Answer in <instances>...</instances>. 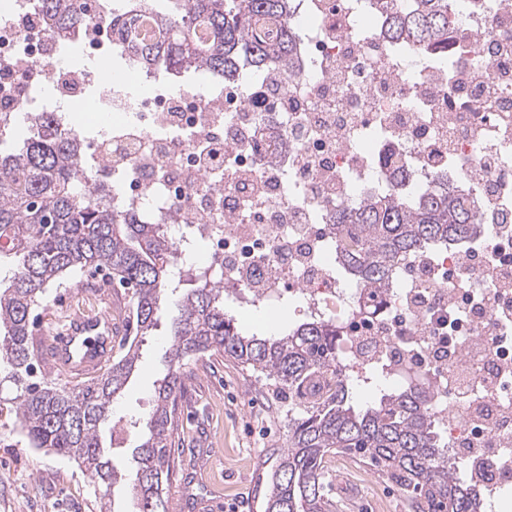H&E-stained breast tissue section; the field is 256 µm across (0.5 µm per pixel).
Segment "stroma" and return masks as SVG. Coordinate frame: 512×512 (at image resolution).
<instances>
[{
    "label": "stroma",
    "mask_w": 512,
    "mask_h": 512,
    "mask_svg": "<svg viewBox=\"0 0 512 512\" xmlns=\"http://www.w3.org/2000/svg\"><path fill=\"white\" fill-rule=\"evenodd\" d=\"M125 301L120 285L104 287L98 273L83 272L47 292L45 308L33 314L37 340L52 342L69 317L117 318ZM176 296H165L156 329L104 428L117 459L133 464L145 430L140 423L155 404V387L169 369ZM248 333L270 336L293 328L287 309L235 313ZM178 423L171 440L179 470L166 490L168 512H197L198 499L222 505L221 512H264L257 490L288 444L287 393L218 352L189 361L177 395ZM331 495L337 512H411L394 483L346 456L332 459ZM0 512H101L94 486L68 458L29 447L19 423L0 417Z\"/></svg>",
    "instance_id": "obj_1"
}]
</instances>
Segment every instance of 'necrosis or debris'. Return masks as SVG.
<instances>
[{
    "label": "necrosis or debris",
    "mask_w": 512,
    "mask_h": 512,
    "mask_svg": "<svg viewBox=\"0 0 512 512\" xmlns=\"http://www.w3.org/2000/svg\"><path fill=\"white\" fill-rule=\"evenodd\" d=\"M447 48L393 49L377 0H292L300 33L287 70L254 84L146 72V39L172 33L126 0H87L88 57L127 67L97 98L90 69L34 0H0V120L72 135L66 104L107 116L82 145L112 176V208L163 225L172 254L203 266L238 310L288 304L335 326L355 381L387 364L392 390L426 392L473 486H512V259L491 248L414 255L382 302L332 246L336 211L444 174L469 187L478 220L512 244V0H449ZM149 81L154 93L135 94Z\"/></svg>",
    "instance_id": "obj_1"
}]
</instances>
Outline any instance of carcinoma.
I'll list each match as a JSON object with an SVG mask.
<instances>
[{"label":"carcinoma","instance_id":"obj_1","mask_svg":"<svg viewBox=\"0 0 512 512\" xmlns=\"http://www.w3.org/2000/svg\"><path fill=\"white\" fill-rule=\"evenodd\" d=\"M290 0H175L158 12L180 36L142 48L141 63L181 75L203 69L232 77L237 69L262 75L293 59L298 35L286 24ZM380 0L386 38L422 53L448 41V0ZM53 31L77 43L87 22L84 0H38ZM276 25L271 38L249 36L254 17ZM205 22L208 43L187 38ZM109 190L82 160L79 140L40 123L37 135L0 154V256L9 255L13 277L0 287V413L14 412L28 441L85 466L111 512L112 491L122 479L101 427L123 394L141 357V337L156 327L164 291L174 281L172 244L158 224L114 211ZM476 201L441 175L413 192L392 190L336 211V248L349 270L373 293L410 256L442 245L460 246L475 236ZM86 267L108 271L131 289L128 302L135 337L119 343L101 374L74 387L34 376L42 354L30 317L54 284ZM171 365L156 389L146 421L147 438L135 449L134 512H167L163 483L175 468L169 438L183 362L218 351L288 391V444L278 452L265 485V512H335L325 464L351 454L377 468L411 499L414 512H483L475 487L458 477L441 442L427 395L391 391L366 408L352 402L347 365L339 358L336 329L324 322L297 325L276 336L242 332L224 312V287L198 274L195 287L177 300Z\"/></svg>","mask_w":512,"mask_h":512}]
</instances>
